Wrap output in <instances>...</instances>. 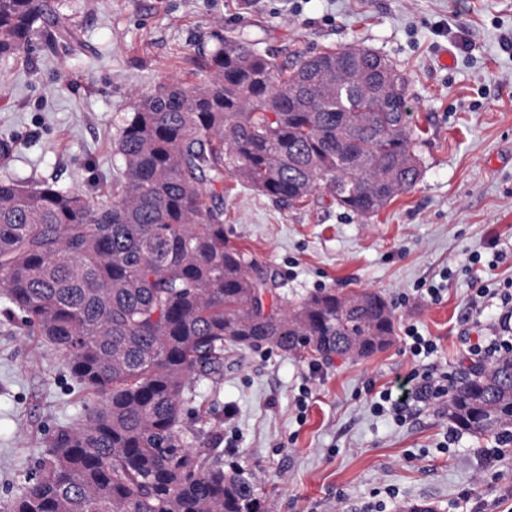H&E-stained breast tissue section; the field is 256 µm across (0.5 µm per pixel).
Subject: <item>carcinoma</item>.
<instances>
[{
  "label": "carcinoma",
  "mask_w": 512,
  "mask_h": 512,
  "mask_svg": "<svg viewBox=\"0 0 512 512\" xmlns=\"http://www.w3.org/2000/svg\"><path fill=\"white\" fill-rule=\"evenodd\" d=\"M73 36L53 0H0V56ZM369 48L291 66L236 36L203 53L200 81L159 85L117 142L112 193L92 202L52 181L0 180V295L58 349L89 392L86 422L58 429L9 512H266L245 471L184 444L192 375L265 343L312 357H369L395 317L378 292L332 290L277 308L275 280L224 235V176L278 203L320 186L356 215L421 177L407 82ZM448 420L512 435V355L462 373Z\"/></svg>",
  "instance_id": "obj_1"
}]
</instances>
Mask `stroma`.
I'll use <instances>...</instances> for the list:
<instances>
[{
    "mask_svg": "<svg viewBox=\"0 0 512 512\" xmlns=\"http://www.w3.org/2000/svg\"><path fill=\"white\" fill-rule=\"evenodd\" d=\"M84 49L33 38L0 57V178L49 179L100 200L121 166L117 138L133 103L168 80L199 81L200 54L234 35L294 64L364 46L408 79L423 174L381 212L344 211L318 188L301 205L224 181V232L275 274L278 303L322 289L375 291L395 333L369 358L289 355L262 344L194 375L181 407L193 448L250 472L268 512H512V445L468 433L449 440L442 406L398 422L375 413L383 388L421 364L407 326L431 338L448 378L470 366L496 307L472 313L479 286L512 283V0H57ZM494 275L484 271L495 253ZM482 261L472 264V254ZM442 286L439 300L424 293ZM310 385L306 410L296 400ZM64 357L23 316L0 315V512L35 480L48 436L84 418Z\"/></svg>",
    "mask_w": 512,
    "mask_h": 512,
    "instance_id": "obj_1",
    "label": "stroma"
}]
</instances>
